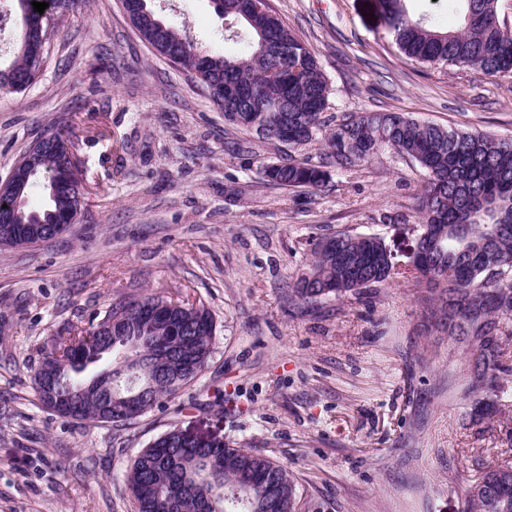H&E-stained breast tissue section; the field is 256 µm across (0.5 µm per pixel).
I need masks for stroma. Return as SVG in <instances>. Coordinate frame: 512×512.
<instances>
[{
    "label": "stroma",
    "instance_id": "obj_1",
    "mask_svg": "<svg viewBox=\"0 0 512 512\" xmlns=\"http://www.w3.org/2000/svg\"><path fill=\"white\" fill-rule=\"evenodd\" d=\"M150 5L200 51L224 52L211 0ZM269 5L316 56L327 118L402 112L512 139V77L407 62L367 0ZM43 60L24 91L0 90V179L70 119L89 193L58 238L0 246V512H135L124 474L174 428L287 466L298 512H464L469 481L512 461V391L472 418L463 348L426 320L414 279L313 304L292 293L312 238L413 243L423 169L382 152L318 189L268 183L263 165L318 157L324 131L291 148L228 125L121 0H83ZM144 295L209 309L205 370L126 426L43 408L32 370L50 340Z\"/></svg>",
    "mask_w": 512,
    "mask_h": 512
}]
</instances>
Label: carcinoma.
<instances>
[{
  "label": "carcinoma",
  "instance_id": "obj_1",
  "mask_svg": "<svg viewBox=\"0 0 512 512\" xmlns=\"http://www.w3.org/2000/svg\"><path fill=\"white\" fill-rule=\"evenodd\" d=\"M20 16L17 51L0 67V88L22 90L32 84L43 63L33 53L35 25L43 33L55 28L79 0H45L43 13L32 0H12ZM127 13L141 39L172 64L194 75L225 121L237 129L256 130L285 145L306 144L326 123L329 88L308 47L271 8L256 11L252 0H212L228 21L224 42L233 49L203 55L185 32L162 21L148 5ZM497 0H446L448 14L459 17L448 28L443 14L415 16L407 0H378L389 31L404 56L420 64H446L485 74L512 75V35L502 29ZM54 141L37 145L35 163L17 164L12 190L0 195V214L11 224H42L56 229L76 221L80 199L87 195L78 164L66 151L62 130ZM416 162L427 173L418 208L421 251L428 241L442 247L437 263L415 266L412 273L424 291L419 296L427 319L467 345L471 372L481 383L507 373L498 342L512 321V287L501 291L503 277L512 280V141L483 132L421 123L397 112H362L342 119L324 139V161L288 160L263 169L266 180L282 188L318 189L328 178L326 167L351 172L379 151ZM40 187L43 202L28 203ZM336 251L312 242L307 271L296 280L294 297L309 304L334 294L358 295L367 288L391 284L390 272L375 235L336 233ZM158 296L122 297L108 304L87 327L51 340L33 381L49 378L55 388L79 403L77 419L131 424L161 407L194 381L212 357L214 318L203 305L167 301L166 315L142 320L137 310ZM149 353L135 378L143 391L138 405L124 400L129 374L123 364ZM512 471L500 463L486 467L466 492V512H503L498 499L476 489L489 475ZM137 512H296V487L288 470L254 448L199 446L173 429L142 449L125 475Z\"/></svg>",
  "mask_w": 512,
  "mask_h": 512
}]
</instances>
